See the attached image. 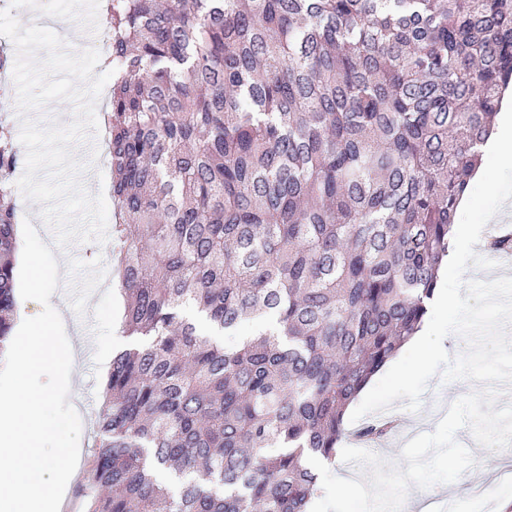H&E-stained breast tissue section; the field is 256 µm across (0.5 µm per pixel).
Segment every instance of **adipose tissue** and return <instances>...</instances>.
<instances>
[{
	"label": "adipose tissue",
	"instance_id": "obj_1",
	"mask_svg": "<svg viewBox=\"0 0 512 512\" xmlns=\"http://www.w3.org/2000/svg\"><path fill=\"white\" fill-rule=\"evenodd\" d=\"M64 325L65 309L60 305L50 318L21 321L16 345L5 357L10 374L28 380L51 369L57 383L74 385L76 349L54 343L55 333ZM48 403V393L39 387L0 390V512H60L59 488L75 472L70 468L61 471L54 487L45 479Z\"/></svg>",
	"mask_w": 512,
	"mask_h": 512
}]
</instances>
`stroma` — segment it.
<instances>
[{"label": "stroma", "instance_id": "35a3bbf8", "mask_svg": "<svg viewBox=\"0 0 512 512\" xmlns=\"http://www.w3.org/2000/svg\"><path fill=\"white\" fill-rule=\"evenodd\" d=\"M72 151L77 158L90 163L92 176L85 186L87 193L110 195L112 168L105 140H96L90 146L80 139L73 144ZM16 200L22 221L15 285L23 287L28 275L27 265H35L43 275L39 292L18 296L17 304L24 307L29 316L39 319L51 305L64 301L68 308L67 325L57 334L56 343L63 346L73 342L79 349L78 381L71 388H53L46 419L64 422L62 445L81 449L79 470L84 473L94 452L95 417L101 384L109 368L106 357L111 345L117 342L114 315L118 303L111 278V246L76 241L58 248L53 229L42 218L41 206L27 201L21 194ZM92 268L98 271L94 282L88 278ZM476 389V384L470 381L448 384L437 376L430 380L418 412H409L402 401H395L390 412L400 416L404 424L402 428L393 429L390 439L381 443L378 455L391 462L399 461L403 431L413 429L420 434L434 431L448 407ZM487 460V468L476 473L481 484L472 494L452 501L448 498L447 485L439 484L430 490L413 487L408 491L403 512H417V503L421 500L437 504L439 512H512V477L501 479L496 475L499 463L512 467V454L501 450L495 459Z\"/></svg>", "mask_w": 512, "mask_h": 512}]
</instances>
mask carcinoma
<instances>
[{
	"label": "carcinoma",
	"mask_w": 512,
	"mask_h": 512,
	"mask_svg": "<svg viewBox=\"0 0 512 512\" xmlns=\"http://www.w3.org/2000/svg\"><path fill=\"white\" fill-rule=\"evenodd\" d=\"M103 20L131 348L84 512H310L308 456L336 460L346 409L427 314L512 84V0H104ZM18 161L0 118V353ZM253 318L272 328L212 337Z\"/></svg>",
	"instance_id": "obj_1"
}]
</instances>
